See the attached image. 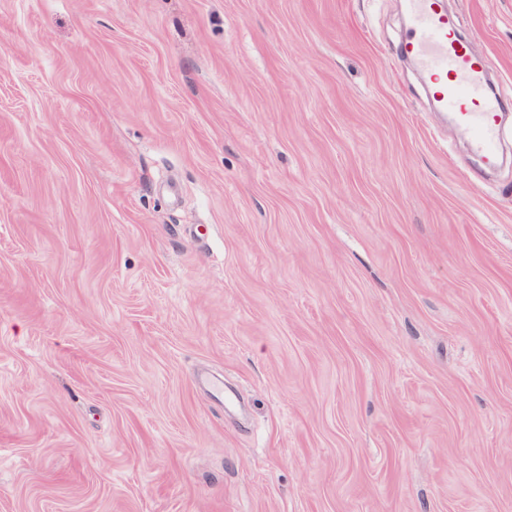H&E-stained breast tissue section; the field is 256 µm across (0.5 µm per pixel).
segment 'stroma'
I'll use <instances>...</instances> for the list:
<instances>
[{"label": "stroma", "mask_w": 512, "mask_h": 512, "mask_svg": "<svg viewBox=\"0 0 512 512\" xmlns=\"http://www.w3.org/2000/svg\"><path fill=\"white\" fill-rule=\"evenodd\" d=\"M442 2L493 171L406 0H0V512H512V0ZM409 35L404 52L433 89L435 107L468 130L473 151L493 159L499 140L500 101L490 88L483 62L459 40L448 15L434 0H407Z\"/></svg>", "instance_id": "1"}]
</instances>
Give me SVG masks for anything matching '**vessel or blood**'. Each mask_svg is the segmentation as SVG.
<instances>
[{"instance_id":"vessel-or-blood-1","label":"vessel or blood","mask_w":512,"mask_h":512,"mask_svg":"<svg viewBox=\"0 0 512 512\" xmlns=\"http://www.w3.org/2000/svg\"><path fill=\"white\" fill-rule=\"evenodd\" d=\"M409 35L404 51L433 89L435 107L468 130L473 151L493 159L499 140L500 101L490 88L483 62L459 40L436 0H407Z\"/></svg>"}]
</instances>
